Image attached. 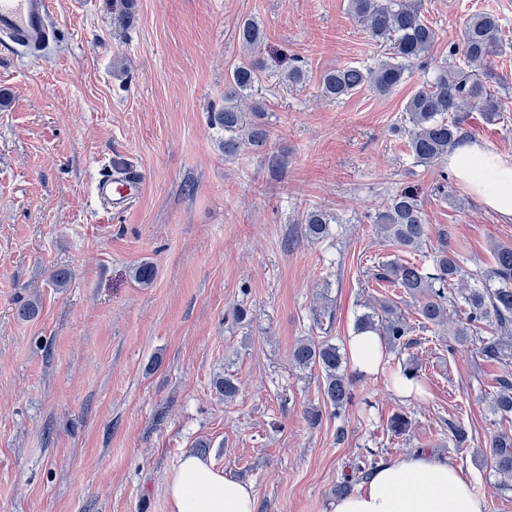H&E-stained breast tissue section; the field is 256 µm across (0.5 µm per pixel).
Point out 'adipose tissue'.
Here are the masks:
<instances>
[{
    "instance_id": "adipose-tissue-1",
    "label": "adipose tissue",
    "mask_w": 512,
    "mask_h": 512,
    "mask_svg": "<svg viewBox=\"0 0 512 512\" xmlns=\"http://www.w3.org/2000/svg\"><path fill=\"white\" fill-rule=\"evenodd\" d=\"M449 163L492 210L512 217V166L477 145L459 146ZM352 368L377 374L384 347L371 333L347 341ZM168 512H256L252 484L228 477L210 459L187 453L166 481ZM333 512H485V502L448 460L415 452L382 463L357 493L336 499Z\"/></svg>"
}]
</instances>
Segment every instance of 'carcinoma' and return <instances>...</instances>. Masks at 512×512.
I'll use <instances>...</instances> for the list:
<instances>
[{"label": "carcinoma", "mask_w": 512, "mask_h": 512, "mask_svg": "<svg viewBox=\"0 0 512 512\" xmlns=\"http://www.w3.org/2000/svg\"><path fill=\"white\" fill-rule=\"evenodd\" d=\"M349 12L371 36L393 41V56L380 59L374 67L361 69L342 66L327 70L321 77L322 92L335 99L347 97L368 87L386 95L405 80L415 63L423 62L435 41L434 29L421 18L420 0H349ZM502 30L493 14L478 12L468 16L461 31L462 54L449 51L452 61L439 69L425 85L408 99L402 128L407 133L409 151L416 163L431 165L448 159L465 136L462 112L472 107L488 122L500 119L504 103L494 86V57L503 52ZM263 28L253 18L239 24V38L248 48L263 40ZM260 66L255 60L234 66L224 80V108L212 113L211 122L224 130V155H237L241 146L266 150L273 136L262 120L264 108L257 102L250 112H242L237 100L253 90L259 80ZM381 238L397 246L403 255L386 265L384 277L396 288L418 299L424 323L442 327L448 323V311L463 314L454 331L455 339L466 343L482 326L494 327V335L478 338L477 352L487 362L506 365L512 349L506 339L512 336V244L493 248L494 267L469 272L458 255L448 250L445 234L441 247L423 252L430 238L424 208L417 193L402 191L387 200L377 213ZM307 236L320 239L328 233V222L320 210L306 213ZM356 332L373 333L391 350H406L412 345L413 328L389 302H382L360 316ZM293 362L301 368L317 367L324 376V402L339 416L353 398L352 375L347 372L346 353L327 340L305 338L292 350ZM492 403L497 412L512 413V378L498 379ZM411 426L405 411L389 420V430L404 434ZM490 465L500 476V487L512 490V436L492 434L488 440ZM375 453L354 464L353 473L363 480L377 468Z\"/></svg>", "instance_id": "cac0c4a2"}]
</instances>
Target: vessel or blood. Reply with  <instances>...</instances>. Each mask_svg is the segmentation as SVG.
Listing matches in <instances>:
<instances>
[{
  "label": "vessel or blood",
  "instance_id": "b4317fda",
  "mask_svg": "<svg viewBox=\"0 0 512 512\" xmlns=\"http://www.w3.org/2000/svg\"><path fill=\"white\" fill-rule=\"evenodd\" d=\"M51 0H0V42L30 55L41 54L52 42ZM144 187L132 168L100 174L94 195L106 215L127 213Z\"/></svg>",
  "mask_w": 512,
  "mask_h": 512
}]
</instances>
